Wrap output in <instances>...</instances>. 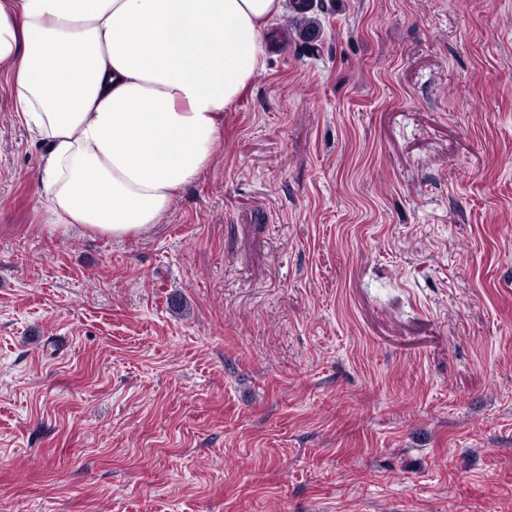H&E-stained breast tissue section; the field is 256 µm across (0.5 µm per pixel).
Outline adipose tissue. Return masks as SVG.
I'll return each mask as SVG.
<instances>
[{
    "instance_id": "adipose-tissue-1",
    "label": "adipose tissue",
    "mask_w": 512,
    "mask_h": 512,
    "mask_svg": "<svg viewBox=\"0 0 512 512\" xmlns=\"http://www.w3.org/2000/svg\"><path fill=\"white\" fill-rule=\"evenodd\" d=\"M282 3L0 0V78L43 149L52 228L122 239L162 223L263 70Z\"/></svg>"
}]
</instances>
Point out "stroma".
I'll return each instance as SVG.
<instances>
[{
	"label": "stroma",
	"instance_id": "obj_1",
	"mask_svg": "<svg viewBox=\"0 0 512 512\" xmlns=\"http://www.w3.org/2000/svg\"><path fill=\"white\" fill-rule=\"evenodd\" d=\"M309 15L122 241L0 81V512H512V0Z\"/></svg>",
	"mask_w": 512,
	"mask_h": 512
}]
</instances>
